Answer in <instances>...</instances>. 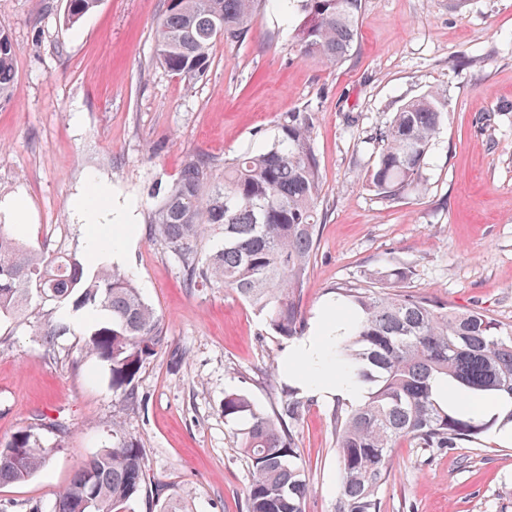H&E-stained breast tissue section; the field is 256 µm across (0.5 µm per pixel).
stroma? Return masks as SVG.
I'll use <instances>...</instances> for the list:
<instances>
[{
  "mask_svg": "<svg viewBox=\"0 0 512 512\" xmlns=\"http://www.w3.org/2000/svg\"><path fill=\"white\" fill-rule=\"evenodd\" d=\"M66 0H0L17 48L0 103V224L34 248L85 251L92 232L73 200L90 182L135 228L121 270L162 316L167 344L134 381L126 405L74 323L53 354L28 319L0 321V442L43 414L66 422L64 448L27 481L0 486V512H53L80 463L113 426L135 438L152 480L182 512H243L250 466L236 447L224 396L245 394L268 415L289 394L304 411L290 428L303 460V512H336L342 486L337 403L285 379L289 340L229 288H189L150 230L158 195L185 157H225L308 112L322 174L317 249L303 291L307 331L328 306L350 318L346 292L377 270L403 267L406 292L512 327V0H362L355 46L338 67L302 55L296 0H259L253 30L221 40L195 86L154 58L163 0H100L74 25ZM446 90L448 114L418 195L385 203L362 177L369 138L405 101ZM379 490L380 512H512V438L484 433L427 452L400 442Z\"/></svg>",
  "mask_w": 512,
  "mask_h": 512,
  "instance_id": "stroma-1",
  "label": "stroma"
}]
</instances>
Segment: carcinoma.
Returning <instances> with one entry per match:
<instances>
[{"instance_id": "cac0c4a2", "label": "carcinoma", "mask_w": 512, "mask_h": 512, "mask_svg": "<svg viewBox=\"0 0 512 512\" xmlns=\"http://www.w3.org/2000/svg\"><path fill=\"white\" fill-rule=\"evenodd\" d=\"M258 0H164L154 53L167 71L191 83L210 67L218 39L240 41L251 30ZM305 22L296 40L306 56L332 66L349 57L362 0H299ZM99 0H66L69 24ZM16 47L0 24V102L9 99ZM446 93L431 90L401 104L371 140L378 148L365 185L383 202L421 193L425 161L447 113ZM320 166L309 112H290L258 145L224 159V178L201 154L187 157L176 182L151 212V230L183 266L186 285L231 288L285 339L303 335L302 292L317 245ZM223 234L205 256L207 231ZM398 267L371 279L388 288L354 294L360 314L340 354L369 385L365 401L336 415L343 483L336 512H379L378 492L390 473L392 449L409 439L425 449L456 448L491 425L512 423V408L485 418L467 400L512 402V328L477 312H452L438 301L399 290ZM98 312L83 350L106 366L112 389L136 403L133 383L144 361L164 347L162 318L124 271L75 251L33 249L0 224V320L34 314L33 335L51 352L70 331L66 311ZM292 396L282 415L260 412L240 393L224 396V419L244 421L236 444L250 465L246 512H302L307 485L295 437L285 421L300 419ZM55 435L45 443L41 432ZM68 427L39 418L0 444V485L41 471L62 447ZM154 487L137 441L112 430V444L85 460L58 493L54 512H135Z\"/></svg>"}]
</instances>
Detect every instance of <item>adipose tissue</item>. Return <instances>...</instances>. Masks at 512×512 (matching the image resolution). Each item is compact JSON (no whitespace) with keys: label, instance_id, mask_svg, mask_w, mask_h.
Returning a JSON list of instances; mask_svg holds the SVG:
<instances>
[{"label":"adipose tissue","instance_id":"obj_1","mask_svg":"<svg viewBox=\"0 0 512 512\" xmlns=\"http://www.w3.org/2000/svg\"><path fill=\"white\" fill-rule=\"evenodd\" d=\"M110 200L109 187L98 183L87 194L75 198L73 206L84 223L97 227L87 239L89 252L117 263L124 255L121 243L131 235L133 226L125 216L112 212ZM344 328V321L338 320L333 310H326L315 333L289 349L288 360L293 368L288 372V379L293 386L311 389L327 399L355 396L356 391L347 377L325 369L327 349L336 333Z\"/></svg>","mask_w":512,"mask_h":512}]
</instances>
